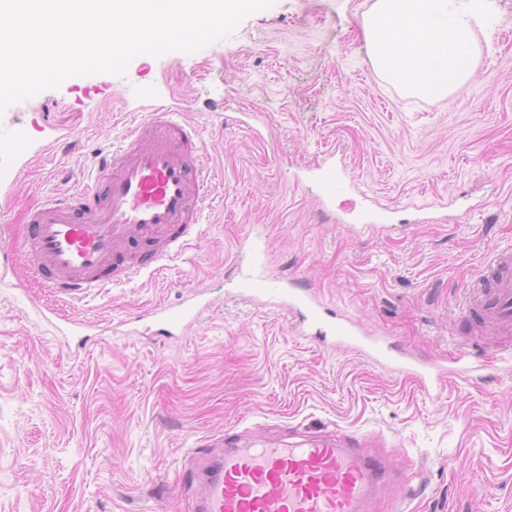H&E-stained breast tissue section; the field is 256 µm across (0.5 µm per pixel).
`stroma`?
<instances>
[{"label":"stroma","mask_w":512,"mask_h":512,"mask_svg":"<svg viewBox=\"0 0 512 512\" xmlns=\"http://www.w3.org/2000/svg\"><path fill=\"white\" fill-rule=\"evenodd\" d=\"M494 7L477 69L444 99L377 74L366 0H273L196 52L141 54L125 75L78 76L0 114V137L21 125L34 143L0 186L17 237L142 119L145 96L179 109L211 170L198 234L154 276L67 302L25 256L0 270V512H191L180 483L204 437L296 427L382 433L391 469L426 485L401 512H512L507 360L429 394L309 342L277 296L235 288L262 240L268 274L301 275L399 347L495 349L491 321L462 312L480 263L512 248V0ZM325 162L355 181L326 207L312 177ZM368 200L388 213L366 232L350 222ZM198 289L209 308L186 336L143 320Z\"/></svg>","instance_id":"stroma-1"}]
</instances>
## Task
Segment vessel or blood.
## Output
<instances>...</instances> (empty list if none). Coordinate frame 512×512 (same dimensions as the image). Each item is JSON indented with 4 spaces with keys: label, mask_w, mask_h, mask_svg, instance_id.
<instances>
[{
    "label": "vessel or blood",
    "mask_w": 512,
    "mask_h": 512,
    "mask_svg": "<svg viewBox=\"0 0 512 512\" xmlns=\"http://www.w3.org/2000/svg\"><path fill=\"white\" fill-rule=\"evenodd\" d=\"M27 129L0 139V184L15 181L30 149ZM321 202L348 194L353 183L335 165L317 167ZM205 146L170 105L151 107L120 145L102 157L74 193L54 196L34 210L21 241L32 272L44 288L63 299H84L110 284L155 274L182 252L202 216ZM253 270L238 282L251 302L275 294L300 334L310 342L368 358L423 388L448 377L477 382L495 354L452 363L397 348L361 324L337 314L299 278L265 272L266 249L252 245ZM469 306L489 305L500 333L512 334V251L494 253L481 265L468 291ZM203 304L190 295L154 310L160 335H185ZM374 436L335 431L304 434L282 444L231 431L194 452L182 488L192 512H365L369 502L392 496L397 481Z\"/></svg>",
    "instance_id": "1"
}]
</instances>
